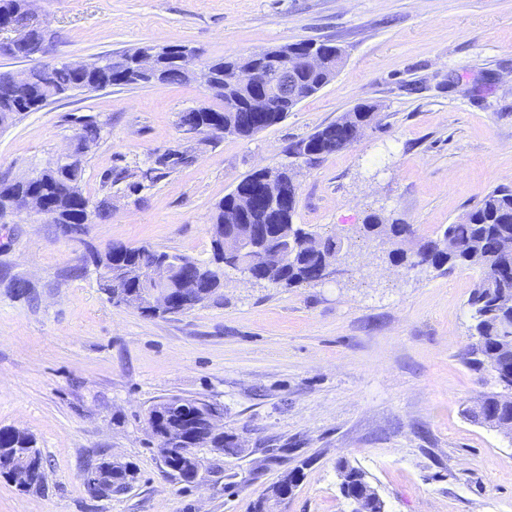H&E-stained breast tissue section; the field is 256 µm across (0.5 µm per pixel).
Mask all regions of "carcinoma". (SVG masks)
<instances>
[{
	"instance_id": "cac0c4a2",
	"label": "carcinoma",
	"mask_w": 512,
	"mask_h": 512,
	"mask_svg": "<svg viewBox=\"0 0 512 512\" xmlns=\"http://www.w3.org/2000/svg\"><path fill=\"white\" fill-rule=\"evenodd\" d=\"M337 47L324 49L326 65L319 73H303L305 85L303 98L318 92L334 76L333 63L339 60L335 53ZM134 56L131 52L101 57L99 67L92 70L78 71L67 64H44L29 70L26 81L16 80L11 73H0V126L16 121L20 116L35 112L48 102L66 95L72 90L97 91L112 86H126V76L133 67ZM163 84H182L188 82L180 66L171 56L160 59ZM237 63V57H224L210 62L201 77V84L210 88L214 82L224 83V71ZM224 101V111L213 108L194 112L187 110L179 115L178 127H208L214 118L229 123L233 122L245 129L257 123L264 128L280 123L290 112L287 104L274 103L266 112H249L239 107L242 96L234 90H224L216 94ZM378 110L374 104H358L339 116L335 122L315 131L309 136L288 146L292 156L307 153L318 157L330 155L347 146L352 137L353 127L368 119L369 114ZM103 126L95 121L83 125L77 138L79 149L85 150L102 138ZM180 166L177 161H155L141 171V180L129 184L133 192L144 187V183H153L165 175V171ZM83 165L79 164L67 171L46 168L36 175L18 179L0 181V219L11 214L13 201L30 192L40 194L50 207L53 223L72 230L73 220L90 207L91 216L105 221L112 216V200L104 197L92 202L83 193L81 182ZM237 211L235 195L224 196L215 207L211 217L212 259L223 268L242 270L239 256L224 250V224L228 214ZM286 225L288 235L295 243L301 245L306 239L316 238V234L293 222V215L287 214L279 220ZM240 233L253 232L264 235L270 232L271 221L266 215L263 201L255 203L253 210L234 220ZM361 236L369 239L383 235L401 244L411 234L408 224L396 221L385 224L379 216L370 214L359 228ZM443 235L453 237L459 246V253L448 256L439 249V241L431 240L421 245L422 251L415 263L430 264L435 267L456 266L474 267L481 276L469 296L471 311L472 336L479 339L476 346H468L462 354L464 362L477 372L488 370L492 374L496 390L487 393L477 403L478 410L473 415L479 416L482 425L490 427L501 421L512 420V398L503 394V385L512 387V351L502 348L505 340L512 338V259L506 261L500 253V241L503 237L512 238V189L496 187L487 191L478 202L465 212L458 222L448 225ZM342 244L333 237L320 240V248L309 250L299 248L294 263L288 265L281 274L269 275L259 265L253 267V279L284 286L309 284L315 281L320 269L331 260L339 257ZM169 259L175 268L169 287L173 293L181 294L183 285L194 281L199 260L192 257L161 251L149 246L137 248L114 245L112 251L96 259L99 286L112 287L117 281L127 291H138L149 287L141 279L142 266L155 259ZM212 410V406L199 399L172 396L155 404L149 412V420L162 429L181 424L190 427L196 417ZM34 440L28 434H19L14 430L0 431V448H31ZM342 477L340 491L350 502L357 498L363 500L365 512H384V501L377 496L375 488L367 474L358 466L347 460H341L336 466ZM136 481V472L132 466L125 464L108 474L103 486H87L93 496H109L114 490H125Z\"/></svg>"
}]
</instances>
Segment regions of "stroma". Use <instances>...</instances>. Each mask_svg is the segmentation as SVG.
Instances as JSON below:
<instances>
[{"label":"stroma","instance_id":"35a3bbf8","mask_svg":"<svg viewBox=\"0 0 512 512\" xmlns=\"http://www.w3.org/2000/svg\"><path fill=\"white\" fill-rule=\"evenodd\" d=\"M50 62H92L154 44L196 49V67L302 40L343 53L335 76L249 139L199 144L193 163L133 192L116 168L187 145L180 112L222 109L195 81L76 91L0 127V179L54 164L84 122L103 123L83 158L91 200L112 216L67 234L20 214L0 224V429L30 434L40 488L0 477V512H250L292 469L269 512H350L338 460L362 467L385 512H512V439L471 419L491 386L462 353L478 269L394 260L366 215L439 237L488 190L512 187V0H31ZM359 103L379 127L310 163L286 148ZM295 165L294 223L341 239V271L283 288L229 270L210 300L148 316L98 286L90 253L120 243L197 259L214 206L262 168ZM27 281V292L14 288ZM171 396L223 411L239 454L199 448L202 481L172 477L148 427ZM118 459L137 479L91 496L88 464Z\"/></svg>","mask_w":512,"mask_h":512}]
</instances>
